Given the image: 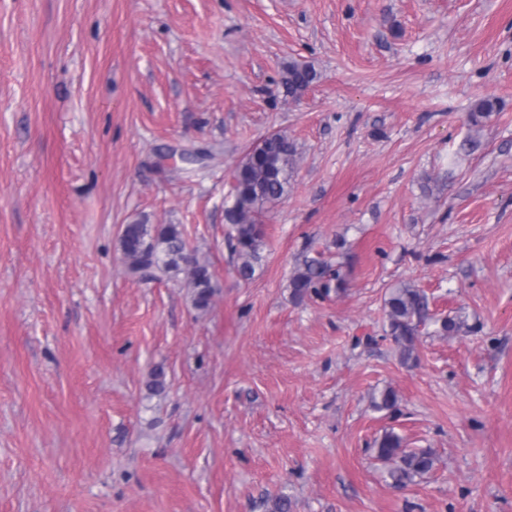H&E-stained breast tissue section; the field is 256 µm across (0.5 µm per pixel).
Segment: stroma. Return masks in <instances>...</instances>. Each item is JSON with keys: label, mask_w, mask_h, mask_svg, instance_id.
I'll return each instance as SVG.
<instances>
[{"label": "stroma", "mask_w": 512, "mask_h": 512, "mask_svg": "<svg viewBox=\"0 0 512 512\" xmlns=\"http://www.w3.org/2000/svg\"><path fill=\"white\" fill-rule=\"evenodd\" d=\"M292 59L319 74L298 98ZM274 131L301 161L245 281L224 207ZM135 223L182 226L209 309L128 276ZM318 254L345 290L293 297ZM402 283L463 323L423 327L411 367L386 333ZM388 429L435 469L393 485ZM281 497L512 512V0H0V512ZM498 112L497 103L489 98L475 100L467 114V121L472 127L484 126Z\"/></svg>", "instance_id": "35a3bbf8"}]
</instances>
